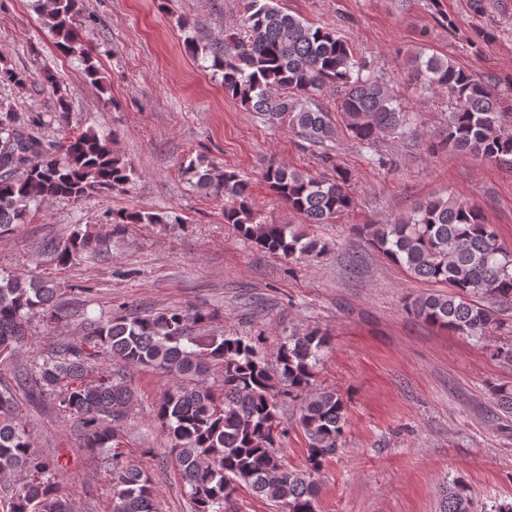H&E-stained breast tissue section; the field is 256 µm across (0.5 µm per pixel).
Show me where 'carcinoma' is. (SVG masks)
<instances>
[{"label": "carcinoma", "instance_id": "cac0c4a2", "mask_svg": "<svg viewBox=\"0 0 512 512\" xmlns=\"http://www.w3.org/2000/svg\"><path fill=\"white\" fill-rule=\"evenodd\" d=\"M82 0H41L44 28L66 54L84 62L85 77L103 82L83 48L76 18ZM189 52L211 60L221 74L225 95L254 112L266 124H286L314 147L332 169V177H314L271 164L265 179L288 209L306 224H330L348 212L353 197L350 174L333 164L323 146L339 133L359 149L379 139L416 135L417 122L397 103L391 89L360 61L335 31L283 13L276 0H247L234 33L221 42ZM412 75L424 93H443L453 106L433 152H448L486 163L512 162V82L478 78L444 58L410 59ZM25 72L0 67V82L22 86ZM336 86L340 124L317 103L323 89ZM58 121L69 124V94L59 92ZM190 184L224 201V223L234 224L246 240L296 265L315 261L328 243L310 239L292 224H270L251 201L250 183L234 170L190 160L184 167ZM132 166L112 151V139L94 131L66 133L45 142L23 126L18 113L0 106V239L27 223L31 206L59 199L85 198L125 190L134 180ZM179 218L139 209L108 215V233L77 224L42 250L67 268L90 254L107 251V239L123 235L130 224H171ZM348 230L372 249L406 269L415 279L448 288L406 301L414 318L475 340L492 336L502 322L485 300L512 303V250L480 208L452 193L430 197L410 214L386 224H351ZM56 281L20 274L0 275V365L14 361L29 341L32 319L45 335L67 319ZM217 315L208 309L169 307L137 315L87 317L82 332L57 343L29 366L0 376V486L7 512H72L62 491L65 465L34 448L20 415L16 389L32 399H48L58 413L73 419L84 447L98 451L111 475L110 512H155L149 472L128 460L120 447V426L133 401L121 368L145 367L170 377L171 385L155 405L154 422L167 438L163 466H172L191 512H230L238 486L285 512H317L318 474L344 447L347 402L335 391L309 394L314 369L329 338L317 331L295 332L277 352L271 369L260 336H194L195 327ZM116 368L100 370L102 356ZM220 370V382L207 383ZM496 408L512 418V382L491 388ZM301 401L296 424L308 440L303 469L282 464L277 439L286 433L284 401ZM440 512H473L471 490L456 479L442 491Z\"/></svg>", "mask_w": 512, "mask_h": 512}]
</instances>
